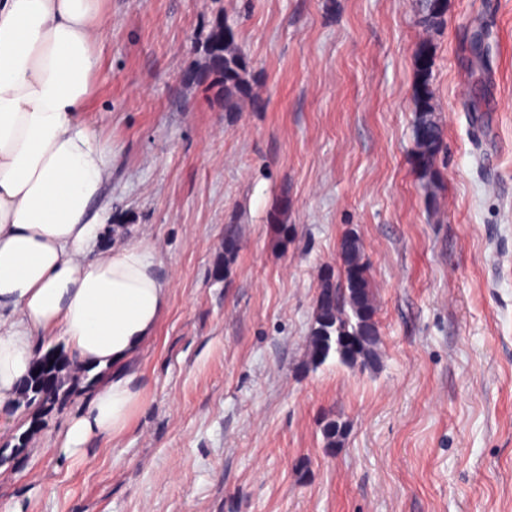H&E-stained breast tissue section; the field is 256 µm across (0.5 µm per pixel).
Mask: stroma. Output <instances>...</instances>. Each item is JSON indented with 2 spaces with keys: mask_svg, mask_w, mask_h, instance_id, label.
Returning <instances> with one entry per match:
<instances>
[{
  "mask_svg": "<svg viewBox=\"0 0 512 512\" xmlns=\"http://www.w3.org/2000/svg\"><path fill=\"white\" fill-rule=\"evenodd\" d=\"M443 2L427 35L419 0H106L85 118L114 149L112 228L144 234L171 297L122 436L61 452L84 389L36 430L0 409V512H512V0ZM218 16L248 62L234 112L183 80ZM352 234L380 361L313 368ZM427 40L423 39L418 48L419 78L416 92V118L413 125V139L418 166L429 171L441 152L443 129L435 120L430 88L431 62H427L424 49Z\"/></svg>",
  "mask_w": 512,
  "mask_h": 512,
  "instance_id": "obj_1",
  "label": "stroma"
}]
</instances>
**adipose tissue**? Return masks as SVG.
<instances>
[{
	"label": "adipose tissue",
	"mask_w": 512,
	"mask_h": 512,
	"mask_svg": "<svg viewBox=\"0 0 512 512\" xmlns=\"http://www.w3.org/2000/svg\"><path fill=\"white\" fill-rule=\"evenodd\" d=\"M105 0H0V407L14 403L35 339L108 372L66 429L74 456L127 429L140 393L124 370L170 296L144 242L102 248L112 146L83 114L96 91Z\"/></svg>",
	"instance_id": "obj_1"
}]
</instances>
